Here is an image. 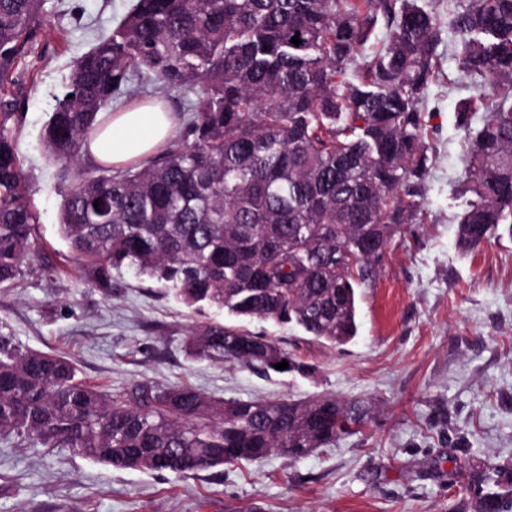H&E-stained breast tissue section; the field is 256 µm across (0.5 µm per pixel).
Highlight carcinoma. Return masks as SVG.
Wrapping results in <instances>:
<instances>
[{"instance_id": "1", "label": "carcinoma", "mask_w": 512, "mask_h": 512, "mask_svg": "<svg viewBox=\"0 0 512 512\" xmlns=\"http://www.w3.org/2000/svg\"><path fill=\"white\" fill-rule=\"evenodd\" d=\"M45 0H0V89L44 26ZM383 19L386 46L349 66ZM448 24L460 61L496 93L460 101L466 132L457 242L512 236V0H466ZM299 36L301 44L291 43ZM435 13L425 0H136L80 56L42 132L63 165L60 237L81 276L109 294L130 268L188 308L293 323L333 347L358 336V291L372 283L402 225L417 223L428 170L419 104L433 74ZM184 97L179 133L124 167L80 166L99 116L140 93ZM17 100L0 97V288L32 261L49 272L32 178L16 147ZM99 202L94 208L93 202ZM191 356L269 372L314 368L275 338L203 324ZM368 408L332 395L306 402L214 399L188 385L87 384L67 356L0 336V437L68 448L115 469L183 475L301 460L361 432ZM472 512H512V480L469 467Z\"/></svg>"}]
</instances>
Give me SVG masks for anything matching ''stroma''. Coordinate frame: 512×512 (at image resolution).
I'll return each instance as SVG.
<instances>
[{
	"label": "stroma",
	"mask_w": 512,
	"mask_h": 512,
	"mask_svg": "<svg viewBox=\"0 0 512 512\" xmlns=\"http://www.w3.org/2000/svg\"><path fill=\"white\" fill-rule=\"evenodd\" d=\"M463 0H427L438 18L435 77L420 106L429 172L424 219L404 225L359 300L356 340L332 347L302 330L253 320V333L315 372L263 374L234 362L190 357V329L228 323L223 310L186 309L155 281L113 272L112 291L55 276L38 263L0 288V336L72 358L80 376L121 390L143 379L190 384L224 400H305L329 394L363 402V432L296 461L276 453L244 466L184 476L115 470L66 448L0 438V512H471L469 465L512 468V237L462 252L457 218L465 133L459 101L479 90L458 59L448 25ZM133 0H47L44 30L9 91L23 118L17 148L33 178L41 236L55 260L60 168L41 133L75 61Z\"/></svg>",
	"instance_id": "1"
}]
</instances>
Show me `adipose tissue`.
I'll return each instance as SVG.
<instances>
[{
	"label": "adipose tissue",
	"instance_id": "ef3b65f1",
	"mask_svg": "<svg viewBox=\"0 0 512 512\" xmlns=\"http://www.w3.org/2000/svg\"><path fill=\"white\" fill-rule=\"evenodd\" d=\"M174 123L173 113L146 105L113 113L92 142L90 155L99 163L116 167L143 159L172 134Z\"/></svg>",
	"mask_w": 512,
	"mask_h": 512
}]
</instances>
